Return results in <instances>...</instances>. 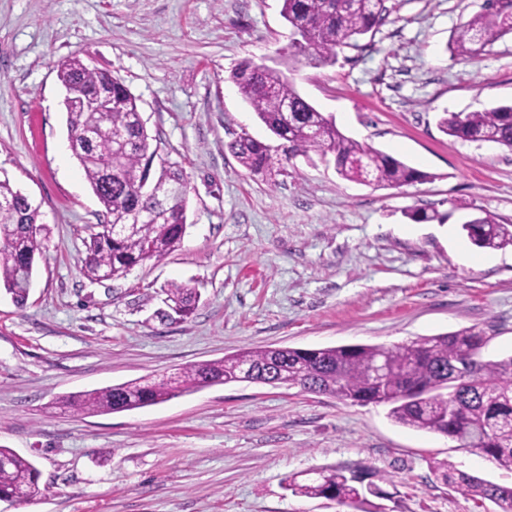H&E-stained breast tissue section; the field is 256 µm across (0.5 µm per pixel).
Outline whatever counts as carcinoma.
<instances>
[{
	"instance_id": "obj_1",
	"label": "carcinoma",
	"mask_w": 512,
	"mask_h": 512,
	"mask_svg": "<svg viewBox=\"0 0 512 512\" xmlns=\"http://www.w3.org/2000/svg\"><path fill=\"white\" fill-rule=\"evenodd\" d=\"M388 0H282L281 15L290 30L301 31L300 44L288 45V56L313 67L332 63L337 51L380 26L388 16ZM512 32V0H485L483 10L460 25L449 48L457 56L476 59ZM229 79L274 136L288 144L284 161L314 153L334 159L343 179L375 187H400L428 178L424 172L342 133L334 121L317 111L297 91L284 72L242 61ZM61 81L81 97L109 91L112 109L98 112L74 105L67 124L75 135L96 133L90 142L73 148L85 177L104 207V220L86 245L82 272L91 281L118 279L135 265L160 259L181 244L187 220L189 182L174 166L153 171L156 151L139 120L136 98L110 71L90 68L74 59L62 71ZM288 105V117L282 107ZM443 133L464 141L492 142L512 150V105L476 112H445L439 119ZM231 149L242 167L252 174L271 171V147L241 137ZM143 210L153 212L149 223L140 221ZM39 208L29 203L7 180H0V289L24 305L32 287L35 258L43 248L45 225L38 223ZM479 248L512 247V224H502L486 212L462 225ZM172 311L190 316L198 292L184 285L167 289ZM485 346V336L473 328L422 337L409 344L342 345L321 349L267 347L242 350L223 359L187 366L175 377L113 385L57 397L50 407L73 414L120 412L158 404L213 384L236 381L241 368L252 380L279 386L280 381L306 392L340 400L389 406L396 423L456 439L460 448L476 451L494 466L512 474V355L486 361L478 370L470 359ZM384 363V380L374 382L368 370ZM0 496L16 490L34 500L41 494L39 472L29 459L0 446ZM448 486L474 500L488 499L512 512V486L493 484L456 469L449 462L435 466ZM367 472L345 474L324 468L316 476L288 477L287 489L308 498H327L353 512H384L373 499L389 493Z\"/></svg>"
}]
</instances>
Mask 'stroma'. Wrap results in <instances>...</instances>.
Here are the masks:
<instances>
[{
    "mask_svg": "<svg viewBox=\"0 0 512 512\" xmlns=\"http://www.w3.org/2000/svg\"><path fill=\"white\" fill-rule=\"evenodd\" d=\"M389 4L357 46L294 80L345 135L427 173L400 188L341 179L316 156L253 175L231 151L243 134L275 141L229 74L246 58L288 69L281 0H0V180L39 204L48 229L26 304L0 291V446L33 460L44 494L0 512H350L285 487L331 467L370 471L386 512H502L433 468L512 477L384 405L235 382L131 411L49 407L242 349L473 328L489 338L485 358L512 354V247L477 248L462 229L485 212L512 224V151L437 125L512 103V33L469 61L449 41L484 0ZM71 58L121 79L160 159L190 182L180 247L117 280L81 271L103 207L70 147L59 68ZM430 207L443 221L406 216ZM171 284L197 289L190 317L156 318Z\"/></svg>",
    "mask_w": 512,
    "mask_h": 512,
    "instance_id": "stroma-1",
    "label": "stroma"
}]
</instances>
